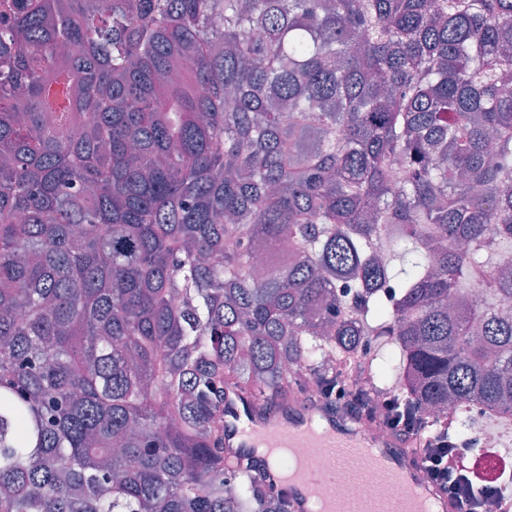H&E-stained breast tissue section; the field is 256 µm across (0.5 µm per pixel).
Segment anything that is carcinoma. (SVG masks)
Listing matches in <instances>:
<instances>
[{"label": "carcinoma", "mask_w": 512, "mask_h": 512, "mask_svg": "<svg viewBox=\"0 0 512 512\" xmlns=\"http://www.w3.org/2000/svg\"><path fill=\"white\" fill-rule=\"evenodd\" d=\"M506 244L512 0H0V512H289L225 389L370 336L511 420Z\"/></svg>", "instance_id": "cac0c4a2"}]
</instances>
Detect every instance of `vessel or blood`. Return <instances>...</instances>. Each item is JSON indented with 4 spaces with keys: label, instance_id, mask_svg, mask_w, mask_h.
<instances>
[{
    "label": "vessel or blood",
    "instance_id": "vessel-or-blood-1",
    "mask_svg": "<svg viewBox=\"0 0 512 512\" xmlns=\"http://www.w3.org/2000/svg\"><path fill=\"white\" fill-rule=\"evenodd\" d=\"M224 446L232 457L259 449L273 459L267 472L287 493L292 512H454L397 436L364 429L314 402L261 408L247 394L228 392ZM339 476L373 489L357 498L338 496Z\"/></svg>",
    "mask_w": 512,
    "mask_h": 512
}]
</instances>
